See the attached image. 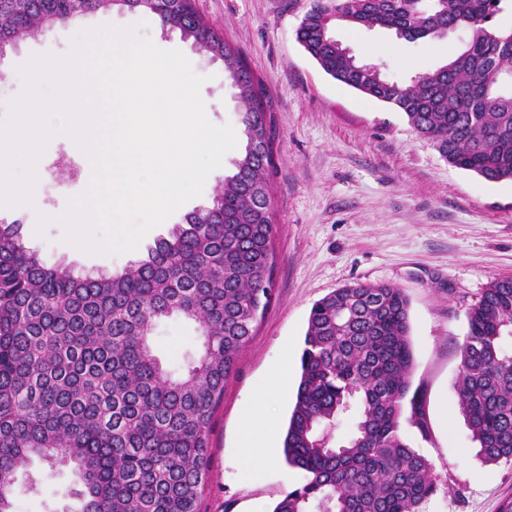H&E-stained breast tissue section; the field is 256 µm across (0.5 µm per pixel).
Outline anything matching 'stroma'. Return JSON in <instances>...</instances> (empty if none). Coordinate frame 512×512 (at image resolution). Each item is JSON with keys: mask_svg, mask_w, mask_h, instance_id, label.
<instances>
[{"mask_svg": "<svg viewBox=\"0 0 512 512\" xmlns=\"http://www.w3.org/2000/svg\"><path fill=\"white\" fill-rule=\"evenodd\" d=\"M310 0H196L203 18L223 32L266 85L274 105L272 204L275 285L272 301L213 418L210 466L200 512H272L306 474L283 453L255 482H243L238 455L241 423L250 410L276 422L283 438L295 402L300 355L312 306L354 282L389 283L410 299L413 387L423 394L427 435L405 427L410 444L433 464L438 490L426 512H500L512 499V462L486 464L459 414L454 381L467 312L490 281L512 276V182L493 183L448 165L403 113L326 75L303 51L295 29ZM144 23L160 49L179 50L203 77L208 120L239 124L236 91L222 60L193 49L179 31L149 13L109 8L51 29H34L0 55V122L25 87L20 69L32 56L70 53L78 30ZM337 38L389 77L409 80L461 50L471 34L408 41L383 28L341 29ZM241 154L233 149L211 172L199 197L184 203L139 246L122 254L86 252L66 242L55 221L92 176L89 157L53 136L38 159L42 211L0 208V220L21 224L24 244L74 275L122 271L144 258L186 214L210 207ZM167 369L184 371L201 347L192 321L172 317L153 336ZM76 478L65 467L33 460L17 474L14 512H76Z\"/></svg>", "mask_w": 512, "mask_h": 512, "instance_id": "35a3bbf8", "label": "stroma"}]
</instances>
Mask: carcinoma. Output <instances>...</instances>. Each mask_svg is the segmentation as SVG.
<instances>
[{
  "instance_id": "obj_1",
  "label": "carcinoma",
  "mask_w": 512,
  "mask_h": 512,
  "mask_svg": "<svg viewBox=\"0 0 512 512\" xmlns=\"http://www.w3.org/2000/svg\"><path fill=\"white\" fill-rule=\"evenodd\" d=\"M23 17L0 0V51L46 21L57 0H29ZM508 0H311L297 42L336 81L404 113L448 164L512 181V30L493 19ZM150 13L194 48L224 60L243 103L244 153L207 212L189 213L122 272L78 278L49 266L0 224V512H13L19 469L37 457L71 467L75 512H199L210 434L224 383L274 293L269 174L272 100L194 0H157ZM338 26L386 28L408 40L470 30L471 41L404 84L364 69L331 40ZM410 302L388 284L356 282L309 315L286 462L306 473L273 512H424L433 465L403 435L427 437L412 389ZM198 325L201 348L174 375L154 352L157 324ZM455 390L487 462L512 461V276L489 282L467 312ZM354 429L333 442L337 421Z\"/></svg>"
}]
</instances>
